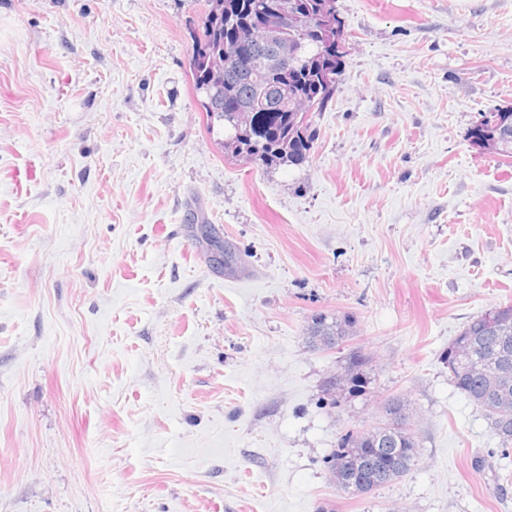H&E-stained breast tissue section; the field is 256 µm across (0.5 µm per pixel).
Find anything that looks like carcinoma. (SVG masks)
I'll use <instances>...</instances> for the list:
<instances>
[{
	"label": "carcinoma",
	"instance_id": "1",
	"mask_svg": "<svg viewBox=\"0 0 512 512\" xmlns=\"http://www.w3.org/2000/svg\"><path fill=\"white\" fill-rule=\"evenodd\" d=\"M306 35L304 63L287 72L272 71L265 82L277 87L290 100L302 97L316 101V111L327 107L336 90L321 80L330 70L340 77L345 70L344 51L336 49L331 37L344 29L336 0H288ZM202 25L193 34L190 71L194 87L202 95L200 106L207 127H225L227 115L253 95V87L224 71L222 61L234 51L236 31L263 24L253 0H207ZM485 121L512 132V107L493 108L481 114ZM251 134L223 143L226 154L245 161L260 162L269 168L298 165L306 159L313 143L312 123H300L297 113L282 108L263 107L253 113ZM224 253V271L233 274L243 268L245 255L233 244L213 241ZM502 317L495 323L488 312L470 319L448 345L445 360L449 381L480 407L503 451L512 447V304L500 305ZM354 320L320 313L306 328L314 347L334 346L353 335ZM369 358L359 350L348 357L344 371L324 388L334 398L339 391H365L369 378L364 367ZM419 448L418 437L408 419L385 421L365 431L340 435L336 448L326 458L336 487L352 495H366L410 472Z\"/></svg>",
	"mask_w": 512,
	"mask_h": 512
}]
</instances>
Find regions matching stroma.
Segmentation results:
<instances>
[{
    "label": "stroma",
    "instance_id": "obj_1",
    "mask_svg": "<svg viewBox=\"0 0 512 512\" xmlns=\"http://www.w3.org/2000/svg\"><path fill=\"white\" fill-rule=\"evenodd\" d=\"M336 7L345 72L270 169L206 129L205 0H0V512H512L443 360L512 302V162L468 139L512 106V0ZM319 313L354 336L311 347ZM357 348L365 393L323 403ZM393 395L412 470L340 491L327 455ZM204 225L205 237L206 239L213 242V247L215 248V250L218 253H223L222 249H224V272H227L228 274H233L236 271H238V269L243 268L246 263V255L236 250L234 245L229 242L224 241V245L222 247L221 243L218 240H211L210 238H212V233L211 231H208L207 224Z\"/></svg>",
    "mask_w": 512,
    "mask_h": 512
}]
</instances>
